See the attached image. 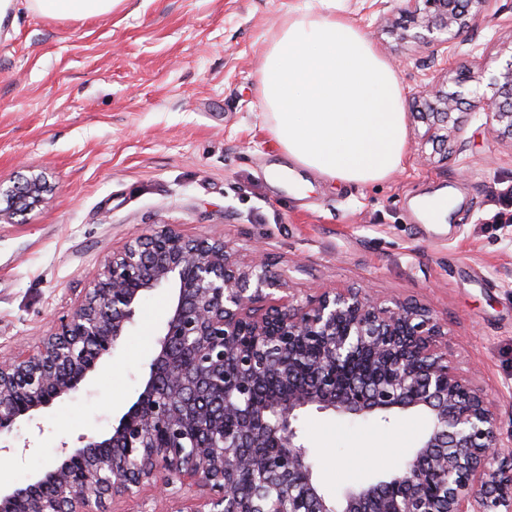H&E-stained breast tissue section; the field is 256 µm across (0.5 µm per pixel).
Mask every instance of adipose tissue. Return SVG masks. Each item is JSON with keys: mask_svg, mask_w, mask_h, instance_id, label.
I'll return each instance as SVG.
<instances>
[{"mask_svg": "<svg viewBox=\"0 0 512 512\" xmlns=\"http://www.w3.org/2000/svg\"><path fill=\"white\" fill-rule=\"evenodd\" d=\"M122 0H28L35 13L88 19ZM339 0H302L273 37L262 69L272 137L295 165L367 185L406 157V112L395 71L346 16Z\"/></svg>", "mask_w": 512, "mask_h": 512, "instance_id": "obj_1", "label": "adipose tissue"}]
</instances>
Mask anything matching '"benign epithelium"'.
Returning a JSON list of instances; mask_svg holds the SVG:
<instances>
[{
    "label": "benign epithelium",
    "instance_id": "1",
    "mask_svg": "<svg viewBox=\"0 0 512 512\" xmlns=\"http://www.w3.org/2000/svg\"><path fill=\"white\" fill-rule=\"evenodd\" d=\"M496 0H401L397 39L423 49L453 44ZM462 68L454 87L431 81L416 97L425 136L448 145L452 114L468 105L512 142V56L485 77ZM488 92L469 99L468 84ZM34 176L7 191L6 210L38 203ZM269 257L239 260L222 238H190L159 224L112 252L93 287L34 349L0 361V438L75 391L117 348L146 295L173 290L172 306L137 401L104 440L62 442L54 466L24 486L0 489V512H105L145 488L199 491L185 512H512V436L498 401L448 354V329L410 302L368 288H318L301 299L271 272ZM365 359L361 382L336 367ZM283 390L257 398V381ZM367 419L420 412L429 426L412 457L372 483L325 496L300 438L309 409ZM208 463L197 462V455Z\"/></svg>",
    "mask_w": 512,
    "mask_h": 512
}]
</instances>
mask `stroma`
Instances as JSON below:
<instances>
[{
	"label": "stroma",
	"mask_w": 512,
	"mask_h": 512,
	"mask_svg": "<svg viewBox=\"0 0 512 512\" xmlns=\"http://www.w3.org/2000/svg\"><path fill=\"white\" fill-rule=\"evenodd\" d=\"M299 0H124L111 16L60 20L15 0L0 31V188L44 176L49 190L0 216V358L37 345L70 313L105 260L157 224L221 236L240 260L261 246L291 293L367 287L415 301L448 324L461 371H477L512 428V144L457 111L462 151L442 154L407 117L403 167L371 185L286 171L261 74L272 36ZM343 13L393 65L406 104L431 78L460 67L496 70L512 57V0L461 33L458 56L399 42L400 15L376 0ZM440 190L458 204L444 224L415 219L414 198ZM170 293L148 294L113 356L77 393L20 420L0 455V487L22 486L57 460L61 441L106 437L148 375ZM427 426L418 414L299 422L330 495L392 470Z\"/></svg>",
	"instance_id": "obj_1"
}]
</instances>
